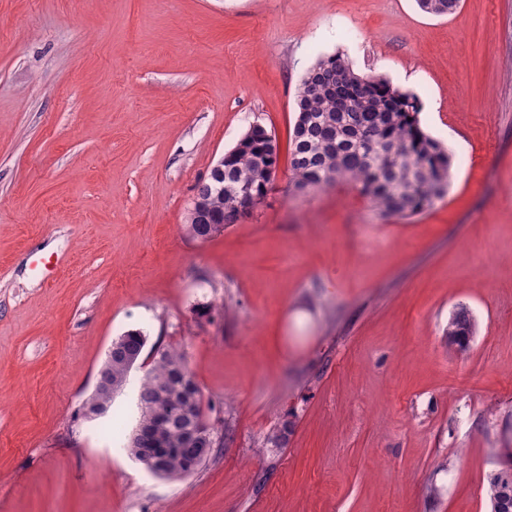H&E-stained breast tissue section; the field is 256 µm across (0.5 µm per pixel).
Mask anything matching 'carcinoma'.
<instances>
[{"label":"carcinoma","mask_w":512,"mask_h":512,"mask_svg":"<svg viewBox=\"0 0 512 512\" xmlns=\"http://www.w3.org/2000/svg\"><path fill=\"white\" fill-rule=\"evenodd\" d=\"M428 14L453 13L459 0H417ZM297 115L291 136L289 191L305 195L340 182L350 184L369 202L381 219L410 217L431 209L444 199L452 177L453 159L437 140L425 133L418 120L417 99L376 76L357 74L340 55L319 59L304 75L297 96ZM279 163L272 131L254 123L227 152L224 176L209 173L197 186L185 230L194 240L207 241L238 220L239 200L234 188L242 185L260 199L274 181ZM227 223H222V220ZM476 323L470 309L459 305L444 329L448 346L468 351L460 338L471 337ZM124 342L112 353V378L122 380L128 369L126 353L143 351L145 336L122 335ZM200 389L184 352L157 351L154 364L138 390L141 417H149L154 441L170 449L163 472L183 478L198 470L181 451L189 434L203 435L211 448L224 431L204 418ZM491 512L512 508V448H502L498 465L485 477Z\"/></svg>","instance_id":"obj_1"}]
</instances>
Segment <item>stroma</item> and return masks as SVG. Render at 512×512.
<instances>
[{
    "mask_svg": "<svg viewBox=\"0 0 512 512\" xmlns=\"http://www.w3.org/2000/svg\"><path fill=\"white\" fill-rule=\"evenodd\" d=\"M332 54L415 95L454 155L428 212L382 220L344 184L289 194L296 96ZM256 122L278 142L273 190L191 239L196 185ZM461 304L463 355L443 336ZM129 331L142 356L87 419ZM169 347L232 428L178 479L123 448ZM502 448L512 0H0V512H490Z\"/></svg>",
    "mask_w": 512,
    "mask_h": 512,
    "instance_id": "35a3bbf8",
    "label": "stroma"
}]
</instances>
